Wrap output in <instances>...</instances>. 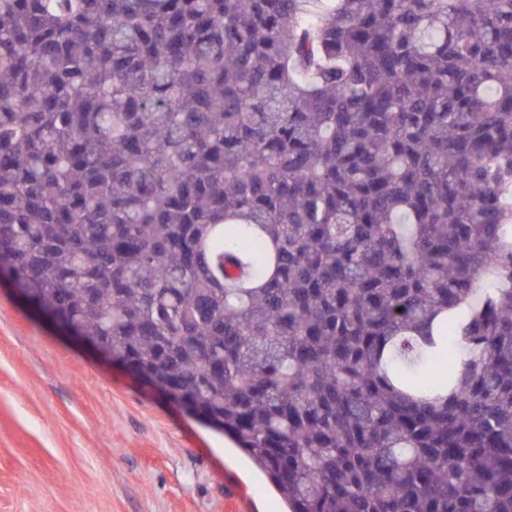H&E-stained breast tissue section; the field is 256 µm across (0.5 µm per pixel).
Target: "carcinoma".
Wrapping results in <instances>:
<instances>
[{"instance_id": "1", "label": "carcinoma", "mask_w": 512, "mask_h": 512, "mask_svg": "<svg viewBox=\"0 0 512 512\" xmlns=\"http://www.w3.org/2000/svg\"><path fill=\"white\" fill-rule=\"evenodd\" d=\"M0 253L290 512H512V0H0Z\"/></svg>"}]
</instances>
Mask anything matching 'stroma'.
<instances>
[{
  "mask_svg": "<svg viewBox=\"0 0 512 512\" xmlns=\"http://www.w3.org/2000/svg\"><path fill=\"white\" fill-rule=\"evenodd\" d=\"M223 433L0 283V512H285Z\"/></svg>",
  "mask_w": 512,
  "mask_h": 512,
  "instance_id": "obj_1",
  "label": "stroma"
}]
</instances>
